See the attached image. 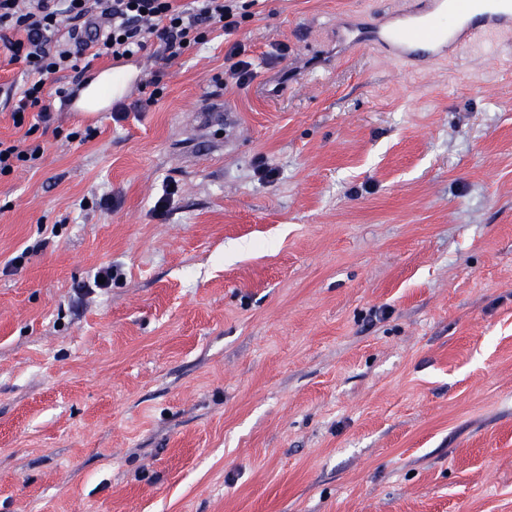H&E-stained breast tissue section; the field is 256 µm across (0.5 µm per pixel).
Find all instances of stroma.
Wrapping results in <instances>:
<instances>
[{"label": "stroma", "instance_id": "35a3bbf8", "mask_svg": "<svg viewBox=\"0 0 512 512\" xmlns=\"http://www.w3.org/2000/svg\"><path fill=\"white\" fill-rule=\"evenodd\" d=\"M397 6L257 0L245 87L217 31L126 120L51 98L0 179V512H512V34L340 41ZM244 52L245 48L240 41L231 43L224 52L225 85L230 83L236 87H243L248 85L255 78V73L251 68V62L243 59L234 61L235 58L243 55ZM37 128V124H31L24 139L7 141L0 138V178L10 176L22 167L31 168L43 157L44 147L41 143L25 144Z\"/></svg>", "mask_w": 512, "mask_h": 512}]
</instances>
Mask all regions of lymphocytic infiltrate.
<instances>
[{
  "label": "lymphocytic infiltrate",
  "instance_id": "lymphocytic-infiltrate-1",
  "mask_svg": "<svg viewBox=\"0 0 512 512\" xmlns=\"http://www.w3.org/2000/svg\"><path fill=\"white\" fill-rule=\"evenodd\" d=\"M255 0H0V42L12 60L24 65V83L13 109L15 127L28 112L39 122L54 117L45 104L47 93L68 99L72 86L48 89L47 82L63 71L87 74L86 59L119 62L147 56L159 69L146 81L147 104L163 93L166 67L186 50L206 43L215 31L230 35L249 18Z\"/></svg>",
  "mask_w": 512,
  "mask_h": 512
}]
</instances>
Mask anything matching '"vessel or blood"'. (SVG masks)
<instances>
[{"instance_id":"vessel-or-blood-1","label":"vessel or blood","mask_w":512,"mask_h":512,"mask_svg":"<svg viewBox=\"0 0 512 512\" xmlns=\"http://www.w3.org/2000/svg\"><path fill=\"white\" fill-rule=\"evenodd\" d=\"M512 29V0H412L388 21L346 26L342 41L416 65L442 59L486 33Z\"/></svg>"}]
</instances>
